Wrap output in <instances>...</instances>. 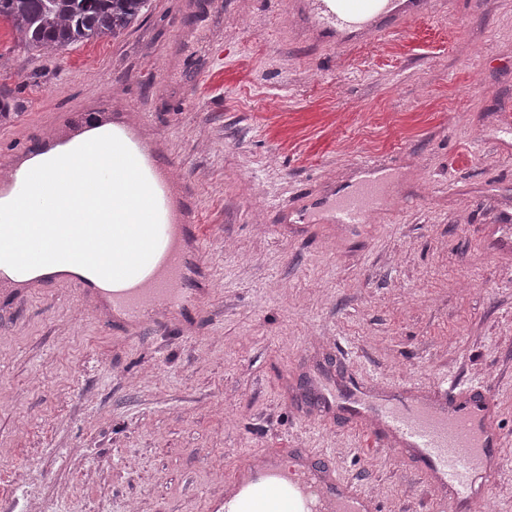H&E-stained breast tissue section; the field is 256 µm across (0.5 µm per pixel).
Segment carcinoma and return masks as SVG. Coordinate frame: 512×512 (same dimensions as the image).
<instances>
[{
	"label": "carcinoma",
	"instance_id": "carcinoma-1",
	"mask_svg": "<svg viewBox=\"0 0 512 512\" xmlns=\"http://www.w3.org/2000/svg\"><path fill=\"white\" fill-rule=\"evenodd\" d=\"M148 0H0V17L17 38L49 54L103 36H116L139 17Z\"/></svg>",
	"mask_w": 512,
	"mask_h": 512
}]
</instances>
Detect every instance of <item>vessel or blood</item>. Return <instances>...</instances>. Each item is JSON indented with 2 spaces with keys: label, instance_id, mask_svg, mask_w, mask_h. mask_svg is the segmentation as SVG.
<instances>
[{
  "label": "vessel or blood",
  "instance_id": "obj_1",
  "mask_svg": "<svg viewBox=\"0 0 512 512\" xmlns=\"http://www.w3.org/2000/svg\"><path fill=\"white\" fill-rule=\"evenodd\" d=\"M446 5L447 0H288L287 8L305 19V32L314 42L341 48L399 32L403 24L433 16ZM102 118L99 112H82L56 119L53 125L78 136ZM121 128L136 159L153 155L164 159L163 178L149 180L161 215L157 249L137 274L110 293L99 288L96 279L76 273L69 263L58 264L53 283L70 288L98 316L117 319L135 333L146 325H173L175 316L199 299L187 288V280L193 277L206 286L210 273L198 206L188 200L192 185L176 181L167 140L155 132L144 112L130 113ZM362 171L364 177L353 190L328 202L303 197L306 222L352 227L363 223L368 213L388 211L391 197L383 188L379 165L364 163ZM25 176L18 156L0 160V190L17 196ZM431 390L432 399L422 402L409 388L392 397H369L354 384L336 400L359 419L364 448H388L399 456L415 457L417 473L437 493V512H472L479 486L492 483L498 474V404L486 389L441 381ZM282 455L279 448L260 452L257 460L227 472L225 487L253 477L263 484V496L272 504L270 512H281L283 501L291 503L290 512H380L376 496L338 470L316 463L305 466L288 485L278 484L276 467Z\"/></svg>",
  "mask_w": 512,
  "mask_h": 512
}]
</instances>
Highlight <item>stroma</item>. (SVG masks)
<instances>
[{"mask_svg": "<svg viewBox=\"0 0 512 512\" xmlns=\"http://www.w3.org/2000/svg\"><path fill=\"white\" fill-rule=\"evenodd\" d=\"M282 0H151L133 27L52 56L0 18V156L109 99L149 114L194 178L215 288L184 324L127 334L63 288L0 303V512H210L224 474L308 448L381 498L435 512L409 460L360 449L319 396L484 387L500 406L487 512H512V0L354 47L286 33ZM386 165L403 200L335 233L275 225L302 192Z\"/></svg>", "mask_w": 512, "mask_h": 512, "instance_id": "1", "label": "stroma"}]
</instances>
